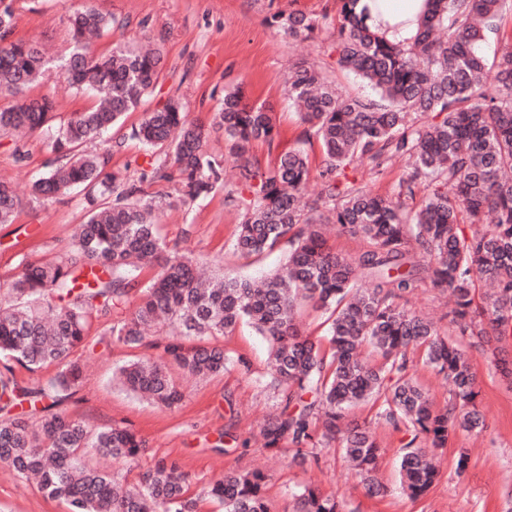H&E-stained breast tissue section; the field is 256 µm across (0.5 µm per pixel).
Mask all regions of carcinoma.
<instances>
[{
	"mask_svg": "<svg viewBox=\"0 0 512 512\" xmlns=\"http://www.w3.org/2000/svg\"><path fill=\"white\" fill-rule=\"evenodd\" d=\"M15 2L0 0V98L10 99L0 104V136L45 134L46 171L29 194L49 200L80 191L87 212L68 253L27 262L0 284V463L35 479L68 512H198L178 460H156L134 483L101 472L92 456L131 463L147 451L145 441L127 426L95 428L58 409L82 379L71 355L86 346L92 322L131 304L129 316L110 327L112 340L146 351L116 369L126 390L176 407L183 392L168 366L199 378L223 372L224 350L211 339L248 324L268 342L272 381L285 393L262 428L264 447L286 442L292 460L303 462L318 448L337 446L366 493L382 496L387 489L375 473L383 449L368 427L341 424L349 407L380 399L377 419L408 435L397 449L402 491L413 500L426 495L439 477L436 452L459 430L484 432L486 420L472 361L408 308L409 297L423 288L451 292L447 318L457 336L481 342L512 334V33L505 30L512 0H420L418 11L397 20L378 0H338L336 65L375 96L349 94L319 70L294 64L288 97L307 125L306 139L322 151L315 197L306 194V151L267 166L250 154L256 140L273 145L276 118L245 103L238 90L224 94L214 117L234 182L224 181V161L204 149L207 130L178 101L144 113L128 132L152 149L146 165L132 176L111 169L123 142L101 152L86 144L138 110L158 81L159 50L129 41L95 54L90 38L119 21L86 6L68 18L65 54L47 58L37 44L14 37ZM268 22L291 40L322 30L302 11H278ZM51 72L96 104L52 125L55 100L29 95ZM396 157L406 158V167L386 196L340 180L357 162L382 175ZM161 181L171 192H149ZM219 185L250 193L233 244L239 257L288 245L285 261L258 282L217 273L203 283L200 259L159 234L162 198L173 193L192 203ZM20 202L14 184L0 181V224L12 222ZM330 224L362 237L366 249L354 257L329 250ZM463 224L485 228L468 236ZM148 268L155 273L144 282ZM479 283L487 286L481 306L474 304ZM303 302L327 314L329 351L300 333L294 316ZM414 349L451 385L440 410L409 374ZM16 365L31 373L53 366L56 374L44 385L22 386ZM268 481L261 470L228 472L204 495L224 512H270ZM294 512H343V505L309 484L296 495Z\"/></svg>",
	"mask_w": 512,
	"mask_h": 512,
	"instance_id": "cac0c4a2",
	"label": "carcinoma"
}]
</instances>
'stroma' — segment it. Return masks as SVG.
I'll list each match as a JSON object with an SVG mask.
<instances>
[{
	"label": "stroma",
	"instance_id": "1",
	"mask_svg": "<svg viewBox=\"0 0 512 512\" xmlns=\"http://www.w3.org/2000/svg\"><path fill=\"white\" fill-rule=\"evenodd\" d=\"M88 5L121 22L98 40V50L143 38L159 48L163 57L156 88L140 111L128 114L124 126L112 131L114 137L125 140L111 161L116 169L133 171L147 161L148 147L128 139L129 128L144 113L174 99L187 102L192 118L210 128L208 153L226 158L224 134L212 130L211 124L225 92L239 86L249 102L272 107L279 128L274 145L253 142L251 155L266 165L303 146L316 171L321 167L320 147L306 143L305 126L288 99L289 68L304 60L351 94L370 92L365 83L336 69L331 33L337 22V0H17L15 34L50 51H62L67 15ZM277 11L311 14L323 29L307 41L284 40L268 23ZM28 149L26 161L16 163L10 140L0 137V179L16 182L23 191L43 174L47 158L41 135L31 137ZM242 208L241 194H228L222 187L189 204L169 198L160 211L159 232L168 243L192 251L211 267H223L226 276L257 278L277 268L286 251L280 248L247 261L234 255L232 241ZM84 219L81 193L37 202L23 198L13 223L0 224V283L16 278L23 260L69 250L72 229ZM216 342L227 357L223 374L204 380L179 377L184 398L172 409L153 406L113 382L114 367L138 357V350L111 343L89 345L74 353L84 380L65 402V409L96 427L128 425L148 448L134 463L121 467L111 459H98L101 469L121 471L132 481L155 460L172 458L190 475L196 494L224 472L258 469L270 477L265 495L271 512H293L295 494L311 481L336 494L345 512H507L506 494L512 490V380L501 374L496 361L512 363V336L502 337L492 353L471 349L487 429L478 436L460 431L449 440L438 456L440 479L419 500L407 498L399 489L396 450L404 434L378 423L377 403L360 405L350 417L371 426L385 450L379 478L388 488L386 496H367L340 450H318L316 458L298 466L292 464L288 450L263 448L260 430L284 398L282 389L272 382L268 344L246 325L217 337ZM227 433L248 440V447L218 450L219 438ZM461 448L466 449L469 464L460 480L454 463ZM0 512H67V505L45 497L0 466Z\"/></svg>",
	"mask_w": 512,
	"mask_h": 512
}]
</instances>
